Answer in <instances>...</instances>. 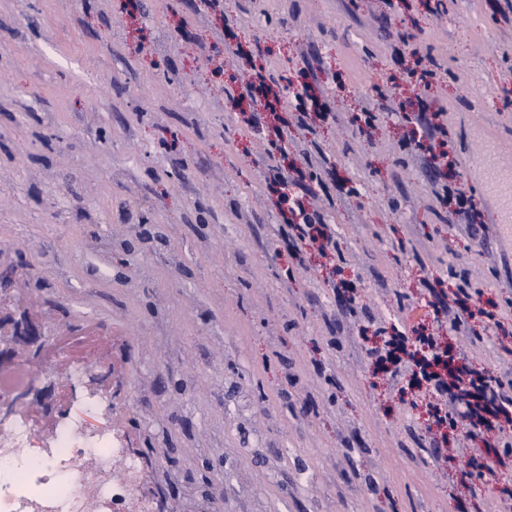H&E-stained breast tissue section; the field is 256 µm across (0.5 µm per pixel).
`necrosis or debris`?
I'll list each match as a JSON object with an SVG mask.
<instances>
[{"mask_svg": "<svg viewBox=\"0 0 512 512\" xmlns=\"http://www.w3.org/2000/svg\"><path fill=\"white\" fill-rule=\"evenodd\" d=\"M54 357L68 364L66 379L49 367L0 373V402L43 382L71 407L49 431L32 414L0 412V512H156L144 470L118 432L86 424V415L111 412V401L98 388L73 396L75 384L100 368L93 350H58Z\"/></svg>", "mask_w": 512, "mask_h": 512, "instance_id": "obj_1", "label": "necrosis or debris"}]
</instances>
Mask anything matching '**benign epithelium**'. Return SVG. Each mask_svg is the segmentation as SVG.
Wrapping results in <instances>:
<instances>
[{"instance_id": "benign-epithelium-1", "label": "benign epithelium", "mask_w": 512, "mask_h": 512, "mask_svg": "<svg viewBox=\"0 0 512 512\" xmlns=\"http://www.w3.org/2000/svg\"><path fill=\"white\" fill-rule=\"evenodd\" d=\"M51 331L31 318L27 311L11 314L0 306V367L25 360H38Z\"/></svg>"}]
</instances>
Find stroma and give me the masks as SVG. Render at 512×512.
<instances>
[{
  "label": "stroma",
  "mask_w": 512,
  "mask_h": 512,
  "mask_svg": "<svg viewBox=\"0 0 512 512\" xmlns=\"http://www.w3.org/2000/svg\"><path fill=\"white\" fill-rule=\"evenodd\" d=\"M512 0H0V272L57 342L94 345L119 422L166 512H497L512 467L463 486L469 427L434 460L429 396L378 371L380 329L432 326L433 291L480 289L448 343L512 381V223L480 160L512 171ZM259 44L329 117L281 113L289 159H328L341 261L276 236L268 118L224 87ZM224 62L223 75L212 59ZM375 117L371 137L357 117ZM445 140L404 145L403 115ZM455 159L477 235L448 217L432 154Z\"/></svg>",
  "instance_id": "obj_1"
}]
</instances>
